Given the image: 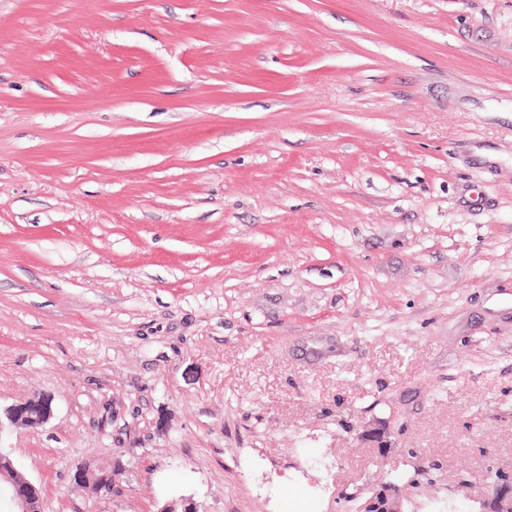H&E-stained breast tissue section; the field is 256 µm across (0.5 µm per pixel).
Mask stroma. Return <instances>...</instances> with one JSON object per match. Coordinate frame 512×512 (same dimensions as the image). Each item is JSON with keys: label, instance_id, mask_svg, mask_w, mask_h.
I'll return each mask as SVG.
<instances>
[{"label": "stroma", "instance_id": "35a3bbf8", "mask_svg": "<svg viewBox=\"0 0 512 512\" xmlns=\"http://www.w3.org/2000/svg\"><path fill=\"white\" fill-rule=\"evenodd\" d=\"M39 395L0 446L44 512L412 475L405 512H475L512 479V0H0V409ZM52 415V399L48 396H39L23 404L14 405L6 412L10 423H26L41 425L46 423ZM99 474L92 468L91 464H85L73 473V480H78L80 483H88L95 494L108 495L112 493V466H98L96 467Z\"/></svg>", "mask_w": 512, "mask_h": 512}]
</instances>
